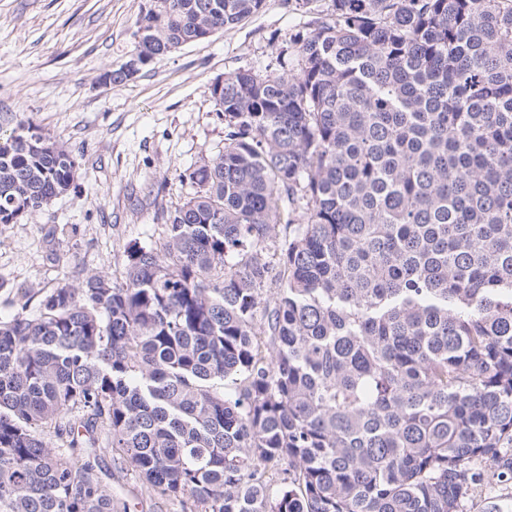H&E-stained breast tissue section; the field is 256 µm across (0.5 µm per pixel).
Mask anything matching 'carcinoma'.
I'll use <instances>...</instances> for the list:
<instances>
[{
    "label": "carcinoma",
    "mask_w": 512,
    "mask_h": 512,
    "mask_svg": "<svg viewBox=\"0 0 512 512\" xmlns=\"http://www.w3.org/2000/svg\"><path fill=\"white\" fill-rule=\"evenodd\" d=\"M210 90L224 149L121 281L0 320V512H462L512 481V0H332ZM264 0H147L148 65ZM78 163L0 132V225ZM266 291L272 300L264 299ZM109 484L112 485V495L117 498L129 500L131 504L143 503V511L139 505L137 511L131 512H181L178 500L157 499L152 489L139 480L130 468L121 470L113 460Z\"/></svg>",
    "instance_id": "cac0c4a2"
}]
</instances>
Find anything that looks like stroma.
Returning a JSON list of instances; mask_svg holds the SVG:
<instances>
[{
	"label": "stroma",
	"mask_w": 512,
	"mask_h": 512,
	"mask_svg": "<svg viewBox=\"0 0 512 512\" xmlns=\"http://www.w3.org/2000/svg\"><path fill=\"white\" fill-rule=\"evenodd\" d=\"M146 0H0V126L30 120L68 146L79 178L31 218L0 226V318L37 314L53 288L93 273L120 276L132 244L151 245L191 187L179 176L224 147L209 93L219 77L277 68L296 34L328 20L332 0H265L233 28L106 84L133 48ZM112 493L143 512H181L133 471ZM462 512H512V485L475 489Z\"/></svg>",
	"instance_id": "1"
}]
</instances>
